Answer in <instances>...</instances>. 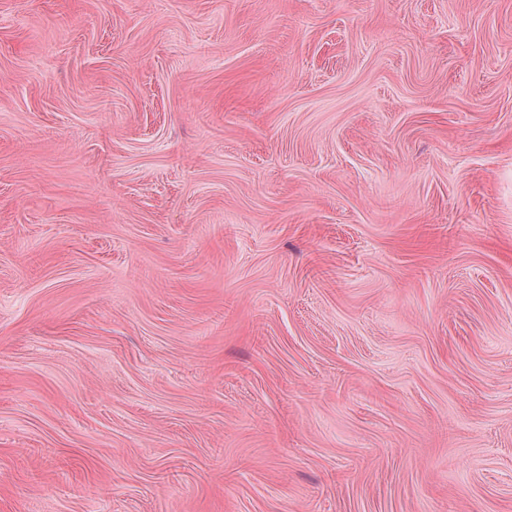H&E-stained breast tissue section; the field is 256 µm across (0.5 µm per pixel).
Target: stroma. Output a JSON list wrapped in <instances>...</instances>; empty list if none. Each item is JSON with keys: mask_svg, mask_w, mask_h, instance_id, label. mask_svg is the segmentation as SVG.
I'll return each instance as SVG.
<instances>
[{"mask_svg": "<svg viewBox=\"0 0 512 512\" xmlns=\"http://www.w3.org/2000/svg\"><path fill=\"white\" fill-rule=\"evenodd\" d=\"M0 512H512V0H0Z\"/></svg>", "mask_w": 512, "mask_h": 512, "instance_id": "obj_1", "label": "stroma"}]
</instances>
